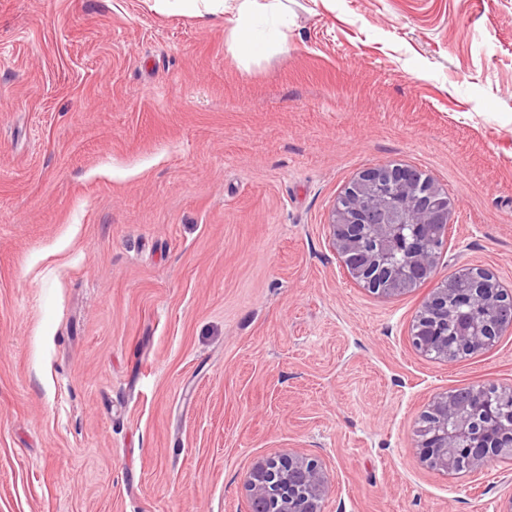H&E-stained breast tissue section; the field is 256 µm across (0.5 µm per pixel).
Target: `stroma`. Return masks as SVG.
Masks as SVG:
<instances>
[{"mask_svg": "<svg viewBox=\"0 0 512 512\" xmlns=\"http://www.w3.org/2000/svg\"><path fill=\"white\" fill-rule=\"evenodd\" d=\"M239 59L224 14L0 0V512H250L298 450L324 512H506L512 460L443 476L420 416L512 386V330L411 345L465 265L512 287V0H287ZM447 192L433 282L392 297L329 240L363 170Z\"/></svg>", "mask_w": 512, "mask_h": 512, "instance_id": "obj_1", "label": "stroma"}]
</instances>
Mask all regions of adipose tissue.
Listing matches in <instances>:
<instances>
[{
	"mask_svg": "<svg viewBox=\"0 0 512 512\" xmlns=\"http://www.w3.org/2000/svg\"><path fill=\"white\" fill-rule=\"evenodd\" d=\"M221 12L229 14L233 46L243 60L263 55L271 39H284L288 24L283 0H214Z\"/></svg>",
	"mask_w": 512,
	"mask_h": 512,
	"instance_id": "1",
	"label": "adipose tissue"
}]
</instances>
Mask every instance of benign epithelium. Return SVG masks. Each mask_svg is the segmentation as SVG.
<instances>
[{
    "mask_svg": "<svg viewBox=\"0 0 512 512\" xmlns=\"http://www.w3.org/2000/svg\"><path fill=\"white\" fill-rule=\"evenodd\" d=\"M451 209L448 195L418 169L371 167L334 206L332 247L362 288L397 296L433 278ZM462 273L465 287L438 284L412 327L413 347L444 362L458 351L482 352L512 328V291L484 268L466 266ZM422 422L424 460L444 475L472 473L496 457L512 458V425L499 424L486 385L467 394L437 395ZM244 488L250 512H322L329 490L322 464L298 451L255 460Z\"/></svg>",
    "mask_w": 512,
    "mask_h": 512,
    "instance_id": "7a95c632",
    "label": "benign epithelium"
}]
</instances>
